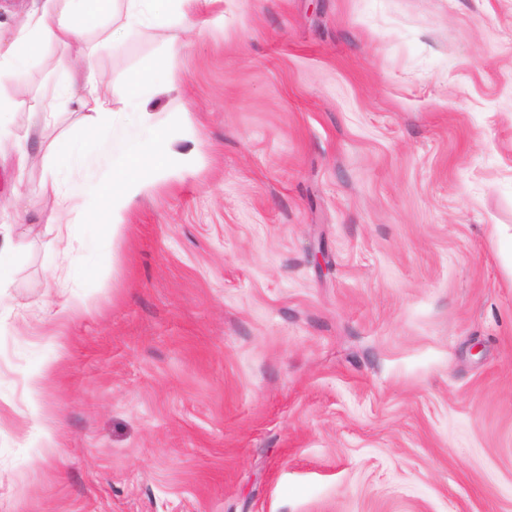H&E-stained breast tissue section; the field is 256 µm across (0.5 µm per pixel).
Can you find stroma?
Segmentation results:
<instances>
[{"label":"stroma","mask_w":512,"mask_h":512,"mask_svg":"<svg viewBox=\"0 0 512 512\" xmlns=\"http://www.w3.org/2000/svg\"><path fill=\"white\" fill-rule=\"evenodd\" d=\"M221 8L0 85L53 109L0 115V512H512V0ZM88 67L207 148L65 255Z\"/></svg>","instance_id":"stroma-1"}]
</instances>
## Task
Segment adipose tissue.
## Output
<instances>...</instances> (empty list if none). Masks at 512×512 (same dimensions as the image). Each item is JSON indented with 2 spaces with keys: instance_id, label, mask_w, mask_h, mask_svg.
<instances>
[{
  "instance_id": "1",
  "label": "adipose tissue",
  "mask_w": 512,
  "mask_h": 512,
  "mask_svg": "<svg viewBox=\"0 0 512 512\" xmlns=\"http://www.w3.org/2000/svg\"><path fill=\"white\" fill-rule=\"evenodd\" d=\"M122 2L124 24L113 31V39L148 26L156 20V0H45L40 10L25 20L19 35L0 43V77L23 69L42 46L56 44L66 48L74 58L85 54L86 17L91 9L110 13L115 2ZM94 69H85L78 81L82 95L73 88L63 92L65 100H76L85 114L90 135L85 148L68 155L65 165L53 168L56 188V211L61 231L58 242L63 249L72 245V225L95 221L99 238L112 243L123 231L130 209L168 177L192 170L196 152L176 149L175 142L162 127L153 122L145 103L155 92L146 76L133 78L132 99L127 105L134 117L132 126L120 130L121 120L107 100L97 93ZM77 86V87H78ZM108 152L112 158V177L106 185L69 181L67 171L83 165L94 154Z\"/></svg>"
}]
</instances>
